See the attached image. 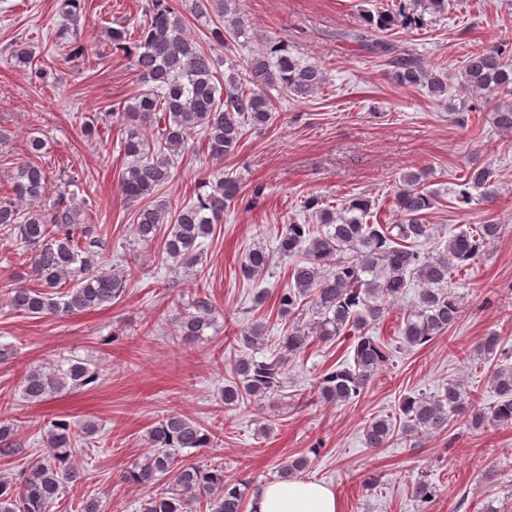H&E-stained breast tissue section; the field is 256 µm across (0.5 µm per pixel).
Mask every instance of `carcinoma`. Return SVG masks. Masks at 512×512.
<instances>
[{
	"label": "carcinoma",
	"mask_w": 512,
	"mask_h": 512,
	"mask_svg": "<svg viewBox=\"0 0 512 512\" xmlns=\"http://www.w3.org/2000/svg\"><path fill=\"white\" fill-rule=\"evenodd\" d=\"M238 2L191 0L189 11L198 20L219 19L213 35L228 50L244 28ZM61 10L66 24L58 29L57 37L64 44L66 60H89L76 34L81 0H62ZM396 22H416L402 2L366 19L368 26L380 31ZM350 37L379 57L389 56L390 74L398 85L425 86L435 97L448 94V73L429 69L410 55L392 56L388 43L370 41L364 31ZM132 46L133 65L152 89L132 97L125 109L121 148L131 164L123 173L122 189L131 202L145 199L173 181L175 161L184 154L187 139L196 128L205 132L208 154L222 160L239 147L246 128L269 125L275 106L267 90L307 99L326 83L321 66L302 63L283 41L252 52L242 72L229 67L224 83H219L217 59L187 33L183 15L169 0H150L146 19L139 27L111 30L112 52L125 53ZM10 58L22 68L34 67L33 52L23 41L11 44ZM460 75L461 87L484 99L512 95V47L491 44L470 51ZM493 123L500 131L512 133V102L494 107ZM43 148L41 138L30 141L29 151L36 160L18 169L13 194L0 197V231L35 248L33 273L41 285L39 289H15L9 306L34 316L94 311L121 297L125 275L117 268H98V251L106 248V240L90 214L62 197L45 206L49 177L47 168L37 161ZM423 177L422 172L409 173L397 186L393 206L402 218L398 224L365 223L370 203L363 198L352 199L346 214L336 216L323 206L321 196L306 197L304 208L317 223L288 224L278 238V254L296 258L291 287L278 294V314L286 319L279 352L265 360L249 354L240 357L233 365V380L224 386L225 405L237 406L280 391L292 355L312 338L327 342L340 336L354 338L353 363H342L322 373L318 394L336 405L360 398L390 358L387 344L368 331L411 289L414 298L399 330L405 346L423 347L459 321L461 299L451 280L469 269L483 248L500 237L501 225L470 226L448 237L437 254L421 252L419 241L433 235L432 227L424 223V214L436 202L432 194L421 189ZM200 188L196 201L176 211L160 200L143 204L136 213L137 239L152 242L163 235L167 257L186 273L200 262V240L212 234L214 225L239 194L237 181L228 175L217 177L210 185L203 182ZM472 189L480 190L485 199L495 198L493 173L487 168L468 171L457 193L458 202H470ZM270 262L269 252L254 248L246 257L243 272L260 277ZM192 308L181 322L183 342L203 335L213 324L210 298L197 296ZM308 309L312 319L304 322L302 316ZM267 332V323L256 319L241 336L242 343L252 349L264 343ZM476 353L483 361H495L491 372L493 403H475L461 383L450 381L432 397L404 398L397 422L389 416L372 418L364 426V444L384 448L397 431L411 438L440 433L464 410L468 411L469 425L476 430L491 423L512 427V348L490 334L479 342ZM98 378L97 372L81 363L65 370L33 368L24 379L22 394L26 400L39 403L67 388L92 387ZM73 440L70 422L55 421L46 438L49 454L19 484L0 480V512H49L64 483L75 477L70 465ZM210 441V435L196 421L180 415H170L152 427L148 433L152 453L128 471L126 478L149 485L171 474L173 487L147 500L142 512H183L186 500L203 492L209 494L210 512H244L249 481L227 483L222 467L204 468L177 460L175 450L205 448ZM410 494L419 512H427L440 488L419 479L412 483Z\"/></svg>",
	"instance_id": "carcinoma-1"
}]
</instances>
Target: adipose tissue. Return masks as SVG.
Instances as JSON below:
<instances>
[{
    "label": "adipose tissue",
    "instance_id": "adipose-tissue-1",
    "mask_svg": "<svg viewBox=\"0 0 512 512\" xmlns=\"http://www.w3.org/2000/svg\"><path fill=\"white\" fill-rule=\"evenodd\" d=\"M253 508L255 512H340L332 489L303 478L264 485L254 498Z\"/></svg>",
    "mask_w": 512,
    "mask_h": 512
}]
</instances>
